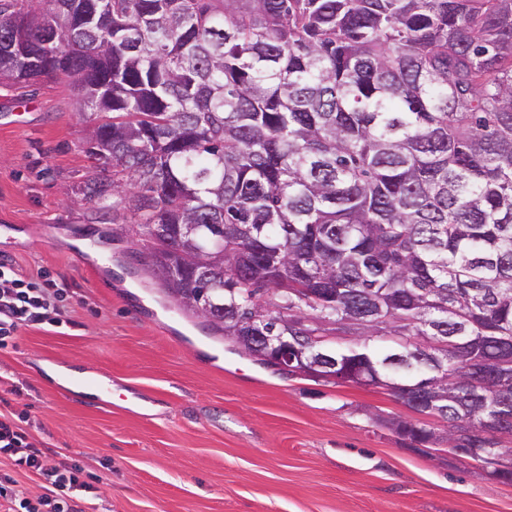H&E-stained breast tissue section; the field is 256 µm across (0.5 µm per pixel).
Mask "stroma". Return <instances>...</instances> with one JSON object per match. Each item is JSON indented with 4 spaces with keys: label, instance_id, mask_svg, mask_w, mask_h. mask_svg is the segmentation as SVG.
Instances as JSON below:
<instances>
[{
    "label": "stroma",
    "instance_id": "stroma-1",
    "mask_svg": "<svg viewBox=\"0 0 512 512\" xmlns=\"http://www.w3.org/2000/svg\"><path fill=\"white\" fill-rule=\"evenodd\" d=\"M73 98L0 83V256L66 319L0 349V413L81 468L83 512H512V481L386 427L390 391L288 376L167 303L123 207L74 202L94 162Z\"/></svg>",
    "mask_w": 512,
    "mask_h": 512
}]
</instances>
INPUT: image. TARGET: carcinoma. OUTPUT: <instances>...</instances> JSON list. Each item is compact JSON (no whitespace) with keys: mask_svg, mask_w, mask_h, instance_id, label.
Returning <instances> with one entry per match:
<instances>
[{"mask_svg":"<svg viewBox=\"0 0 512 512\" xmlns=\"http://www.w3.org/2000/svg\"><path fill=\"white\" fill-rule=\"evenodd\" d=\"M49 2L0 0V81L71 80L112 158L87 149L79 201L124 205L162 291L218 338L267 292L255 336L340 323L365 387L456 368L448 413L391 428L434 450L491 421L456 447L511 481L512 0ZM382 336L451 343L394 367Z\"/></svg>","mask_w":512,"mask_h":512,"instance_id":"1","label":"carcinoma"}]
</instances>
